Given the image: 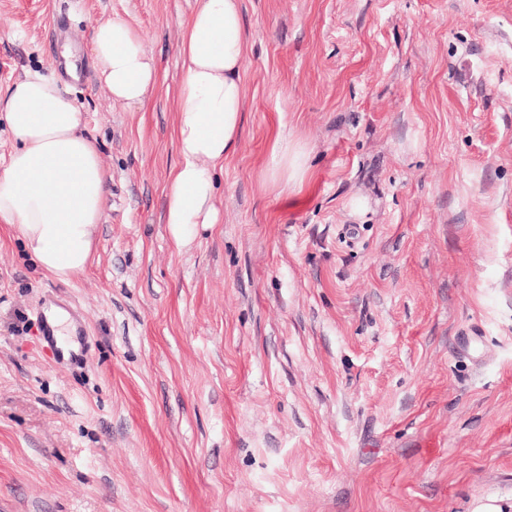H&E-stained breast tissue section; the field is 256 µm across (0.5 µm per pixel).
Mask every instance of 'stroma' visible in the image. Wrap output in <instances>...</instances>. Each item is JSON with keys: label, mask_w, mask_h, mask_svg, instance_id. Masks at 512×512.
Masks as SVG:
<instances>
[{"label": "stroma", "mask_w": 512, "mask_h": 512, "mask_svg": "<svg viewBox=\"0 0 512 512\" xmlns=\"http://www.w3.org/2000/svg\"><path fill=\"white\" fill-rule=\"evenodd\" d=\"M194 0H0V87L67 80L108 175L61 281L0 224V512H473L512 504V0H240L242 133L218 224L177 246L179 45ZM112 17L158 67L94 75ZM309 178L266 181L278 135ZM85 315L84 363L39 334ZM477 335L471 353L457 343ZM91 54L99 81L114 101L143 104L155 91V60L127 23L112 18L96 22L92 27Z\"/></svg>", "instance_id": "stroma-1"}]
</instances>
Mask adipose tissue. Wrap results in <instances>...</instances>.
<instances>
[{
  "mask_svg": "<svg viewBox=\"0 0 512 512\" xmlns=\"http://www.w3.org/2000/svg\"><path fill=\"white\" fill-rule=\"evenodd\" d=\"M179 48L182 81L175 129L180 157L164 222L178 246L218 221L215 171L236 150L245 99L247 36L239 0H196ZM98 78L114 101L146 102L157 86L154 59L127 23L92 27ZM0 115L14 141L0 171V223L16 229L41 271L66 280L87 265L104 215L107 175L75 101L54 77L27 69L0 89ZM305 145L278 137L267 170L272 187L302 186Z\"/></svg>",
  "mask_w": 512,
  "mask_h": 512,
  "instance_id": "1",
  "label": "adipose tissue"
}]
</instances>
